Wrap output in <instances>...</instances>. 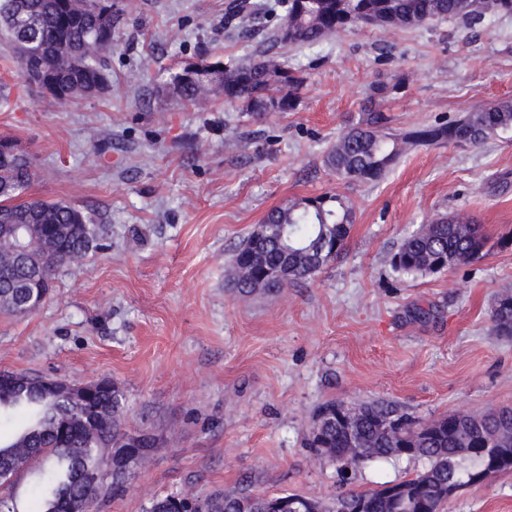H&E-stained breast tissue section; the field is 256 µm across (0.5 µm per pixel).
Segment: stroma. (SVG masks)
I'll use <instances>...</instances> for the list:
<instances>
[{"instance_id": "1", "label": "stroma", "mask_w": 512, "mask_h": 512, "mask_svg": "<svg viewBox=\"0 0 512 512\" xmlns=\"http://www.w3.org/2000/svg\"><path fill=\"white\" fill-rule=\"evenodd\" d=\"M123 2L110 88L68 107L26 85L0 38V138L33 157L29 196L83 206L108 231L103 249L57 271L34 313L0 312V370L111 382L125 428L159 439L100 512H144L171 492L325 501L421 470L405 458L344 476L316 459L305 441L330 399L424 420L512 407V337L489 322L512 295V141L413 146L371 184L323 165L372 86L388 87L393 134L512 99V16L285 45L304 78L297 107L256 118L220 95L184 109L165 70L254 58L273 19L230 39L228 0ZM327 191L354 211L344 252L281 292L238 294L234 252L266 213ZM457 214L482 224L486 256L427 276L393 268L407 236ZM443 512H512V472L459 490Z\"/></svg>"}]
</instances>
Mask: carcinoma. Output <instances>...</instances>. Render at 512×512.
Masks as SVG:
<instances>
[{"mask_svg":"<svg viewBox=\"0 0 512 512\" xmlns=\"http://www.w3.org/2000/svg\"><path fill=\"white\" fill-rule=\"evenodd\" d=\"M258 0H232L225 29L245 33L244 22L262 12ZM124 4L112 11L93 0H0V27L14 45L19 74L45 69L57 79L52 101L68 106L108 90L112 30ZM512 15V0H287L273 45L259 59L191 77L170 73V88L180 103L198 108L224 92V102L260 116L294 109L303 78L273 51L278 44L315 45L359 25L401 29L436 19L457 18L471 27ZM386 87L377 86L352 124L330 147L325 168L347 183H375L397 163L406 147L438 143L481 145L512 135V102L473 109L462 119L416 127L403 136L383 132L388 118L375 107ZM34 177L33 159L21 151L0 153V311L27 315L48 296L59 268L101 247L106 228L84 208L62 201L25 199ZM265 237H248L233 257L234 287L242 293L279 291L314 276L346 248L353 210L338 194L297 200L263 218ZM37 244L31 252L23 248ZM488 243L483 226L472 219L441 218L407 237L393 254L394 269L407 276L433 274L480 259ZM492 330L512 335V296L490 311ZM18 383L0 388V424L12 426L0 438V512H94L99 503L118 499L146 462L157 437L123 426L121 392L108 381L95 388L84 406L42 389L44 377L5 370ZM316 457L359 462L421 460L408 479L381 488L347 493L326 505L297 493L243 495L222 490L207 494L170 493L151 499L146 512H290L303 501L314 512H441L452 491L448 483L466 477L471 484L494 478L480 453L494 448L495 474L512 470V408L480 419L463 412L417 422L395 404L330 400L315 416L308 440ZM31 478L26 503L17 499L22 477Z\"/></svg>","mask_w":512,"mask_h":512,"instance_id":"cac0c4a2","label":"carcinoma"}]
</instances>
